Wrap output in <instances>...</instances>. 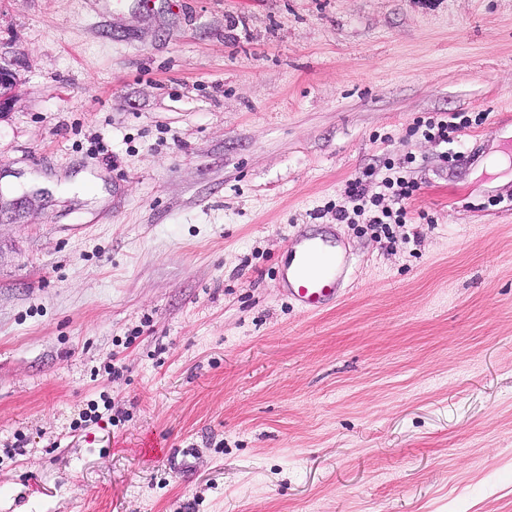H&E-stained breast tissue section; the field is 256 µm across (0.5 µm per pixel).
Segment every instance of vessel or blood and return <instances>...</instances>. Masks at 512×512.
<instances>
[{
  "label": "vessel or blood",
  "mask_w": 512,
  "mask_h": 512,
  "mask_svg": "<svg viewBox=\"0 0 512 512\" xmlns=\"http://www.w3.org/2000/svg\"><path fill=\"white\" fill-rule=\"evenodd\" d=\"M347 275V261L334 237L306 236L293 241L280 284L305 313L319 314L340 301Z\"/></svg>",
  "instance_id": "vessel-or-blood-1"
}]
</instances>
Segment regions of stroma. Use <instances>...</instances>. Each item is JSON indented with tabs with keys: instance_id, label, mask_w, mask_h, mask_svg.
<instances>
[{
	"instance_id": "35a3bbf8",
	"label": "stroma",
	"mask_w": 512,
	"mask_h": 512,
	"mask_svg": "<svg viewBox=\"0 0 512 512\" xmlns=\"http://www.w3.org/2000/svg\"><path fill=\"white\" fill-rule=\"evenodd\" d=\"M112 3L0 0V512H512V0ZM485 118L484 112L436 113L433 116L418 119L414 131L417 133L422 130L423 137L430 142L448 144L455 139H460L470 128L480 126ZM405 163L412 161H403L399 165L389 164L386 170L389 173L374 183L378 191L373 192L370 188L373 174L364 172L362 177H355L346 183L345 196L353 204L352 212L354 216L360 217L365 213H370L367 222L372 230L382 232L384 235H390V224H407L408 212L402 202L412 198L419 189L418 184L410 178L403 175ZM398 205V207H396ZM347 275V260L336 250V238L305 236L292 242L280 284L305 313L319 314L340 301Z\"/></svg>"
}]
</instances>
